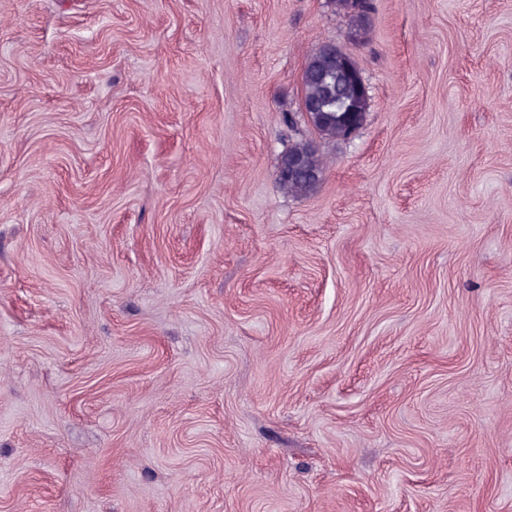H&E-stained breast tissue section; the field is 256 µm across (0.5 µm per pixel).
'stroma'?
Wrapping results in <instances>:
<instances>
[{
    "instance_id": "1",
    "label": "stroma",
    "mask_w": 512,
    "mask_h": 512,
    "mask_svg": "<svg viewBox=\"0 0 512 512\" xmlns=\"http://www.w3.org/2000/svg\"><path fill=\"white\" fill-rule=\"evenodd\" d=\"M369 2L0 0V512H512V0ZM329 49H335L344 63L346 74L354 79L361 88L362 98L368 103V91L364 83L360 68L356 60L347 52L333 45H326ZM309 72L305 76L302 85V97L312 103L302 102V112L309 123L317 113L322 112V117L317 123L319 135L325 139H338L343 131V122L340 116L346 107L355 105L360 100V88L357 83L351 81L345 75L336 55L329 52L315 53L312 57ZM312 126V125H311ZM290 142L286 152L288 154L281 158V162L277 171V177L280 178L283 175L293 177L301 170V162L306 170V175H301L294 179H286L279 181L281 189L294 196L306 197L315 191L320 180L315 175L323 174L325 171V161L319 150H314L311 147L310 141L303 136H297L296 133L288 136ZM285 158V159H284ZM311 174V175H310Z\"/></svg>"
}]
</instances>
